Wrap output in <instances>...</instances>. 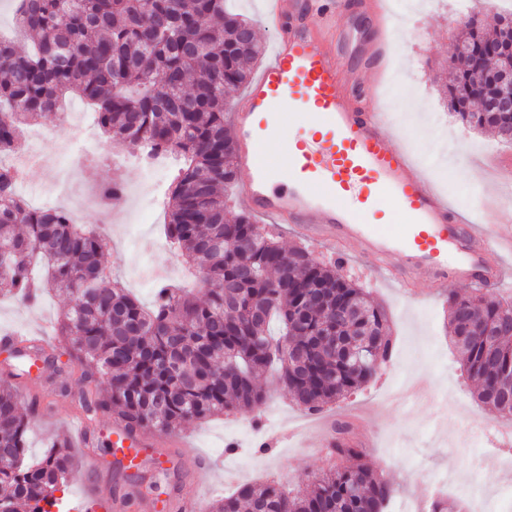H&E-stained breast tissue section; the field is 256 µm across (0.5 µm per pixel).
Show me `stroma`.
<instances>
[{
	"mask_svg": "<svg viewBox=\"0 0 512 512\" xmlns=\"http://www.w3.org/2000/svg\"><path fill=\"white\" fill-rule=\"evenodd\" d=\"M454 2L434 0L418 21L405 24L403 36L391 47L393 68L400 70L404 85L416 94L427 115L438 125V142H424L408 134L409 117L405 113H390L389 119L393 137L436 179L453 210L467 214L476 210L478 199L497 194L499 183L493 173H486L482 182L474 186L476 201L461 203L456 189L466 184L467 179L459 175L450 177L442 171L439 145L448 146L455 157L467 159L475 169L492 159L503 166L512 165V144L501 141L494 133L464 128L450 114L437 90L434 76L455 47L451 31L459 21ZM167 201L164 195L151 204L143 198L134 203L117 201L108 210L89 204L80 215L81 223L96 224L104 212H111L115 223L103 264L145 304L153 300L154 284L138 274L141 263L173 268L175 283L185 286L194 281L170 247L163 223L155 219L156 214L166 213ZM308 247L318 261L328 265L339 263L341 274L368 291L389 316L395 343L391 358L382 365L374 381L331 403L330 408L360 420L372 443L367 450L368 459L394 485L397 500L408 501L412 512H427L432 498L439 493L431 487V480L441 479L449 471L458 485L441 492L448 500H458L468 491L495 497L503 485L512 483V470L482 462L473 445L462 444L461 435L474 418L491 424L497 416L477 401L476 384L463 373L446 328L448 295L470 294L471 285L452 280L447 289L434 292L427 282L420 280L414 296L407 297L376 273L373 260L353 253L340 262L327 249L315 244ZM67 302L65 295L53 293L32 307L2 296L0 331L40 334L41 321L54 320ZM412 376L426 378L432 391L447 394L449 423L439 422L434 408L427 403L407 395L396 396L397 383ZM67 380L64 374L47 379L39 370H32L30 380L19 387L18 402L30 420L31 459L42 457L51 438L56 436L65 440L73 454L77 472L68 484L66 497L76 508L84 501L87 486L82 476L88 472L100 493L108 497L127 494L138 500L163 502L177 491L185 496L200 495L209 503L241 484L265 478L290 486L301 484L330 463L326 448L314 444L304 448L299 439L289 436V426L305 418L306 412L293 402L283 385L267 374L259 380L265 394L261 408L251 412L228 411L218 418L155 434L156 444L173 450L187 444L196 452L221 461L222 471L197 482L180 473L143 470L138 479L126 483L115 476L112 467L92 466L91 450L71 430L77 420L75 408L62 400L53 401L52 389ZM35 398L41 402L37 410L31 406ZM275 433L280 436L278 444L270 451H261V444Z\"/></svg>",
	"mask_w": 512,
	"mask_h": 512,
	"instance_id": "35a3bbf8",
	"label": "stroma"
}]
</instances>
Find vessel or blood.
<instances>
[{
	"label": "vessel or blood",
	"mask_w": 512,
	"mask_h": 512,
	"mask_svg": "<svg viewBox=\"0 0 512 512\" xmlns=\"http://www.w3.org/2000/svg\"><path fill=\"white\" fill-rule=\"evenodd\" d=\"M275 40L234 102L235 166L245 178L238 201L255 215L291 224L305 238L345 258L348 245L378 259L379 273L400 288L419 277L433 287L457 279L482 288L504 277V243L512 225L459 222L446 195L409 152L392 143L383 107L364 106L340 51L348 0H264ZM287 133V169L262 152ZM387 212L390 223L375 216ZM112 461L129 472L182 464L152 451L150 432L113 430Z\"/></svg>",
	"instance_id": "b4317fda"
}]
</instances>
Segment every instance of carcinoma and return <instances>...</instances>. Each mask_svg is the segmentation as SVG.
Segmentation results:
<instances>
[{
	"label": "carcinoma",
	"mask_w": 512,
	"mask_h": 512,
	"mask_svg": "<svg viewBox=\"0 0 512 512\" xmlns=\"http://www.w3.org/2000/svg\"><path fill=\"white\" fill-rule=\"evenodd\" d=\"M15 3L30 47L20 54L0 40V158L66 92L88 102L98 126L121 143L179 152L166 236L205 286L201 301L161 283L145 308L110 281L106 242L65 210L16 197L15 171L0 162V292L30 303L48 288L68 296L55 328L68 360L32 350L53 372L78 373L80 391L64 387L60 396L77 402L84 442L112 455V441L97 436L101 412L131 432L258 408L264 394L255 379L270 371L312 413L369 383L393 349L383 308L340 265L305 247L286 251L250 214H230L221 193L237 181L226 93L250 81L261 54L252 24L226 0ZM457 39L467 50L441 78L448 109L473 130L500 134L512 127V112L483 106L495 91L493 52L512 39V14L491 30L471 19ZM478 72L485 81L474 80ZM508 305L480 289L451 295L448 327L478 401L512 421V390L503 386L512 377V335H494ZM29 375L14 363L0 378V512H51L75 469L65 450L27 460L30 421L17 388ZM328 455L340 464L313 475L307 490L251 482L208 512H386L395 488L347 427H336Z\"/></svg>",
	"instance_id": "carcinoma-1"
}]
</instances>
